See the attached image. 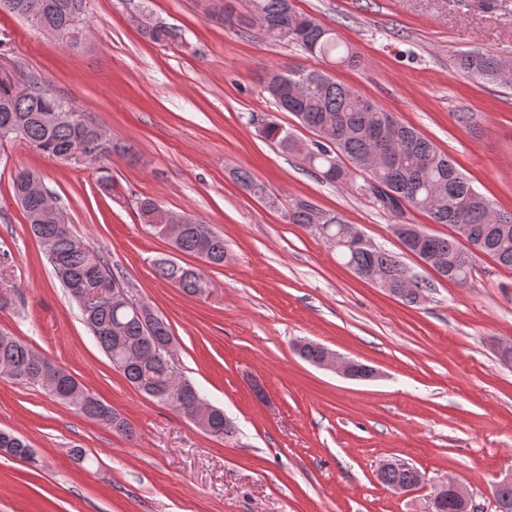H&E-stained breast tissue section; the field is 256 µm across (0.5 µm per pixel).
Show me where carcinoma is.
Here are the masks:
<instances>
[{"mask_svg": "<svg viewBox=\"0 0 512 512\" xmlns=\"http://www.w3.org/2000/svg\"><path fill=\"white\" fill-rule=\"evenodd\" d=\"M249 9L261 27L288 31V42L319 58L340 55L350 66L360 58L343 44L335 30L322 24L312 25L306 14L294 8L291 0H248ZM85 0H45L42 15L32 21L38 29L80 28ZM143 34L154 43L168 45L177 39L171 28L157 23ZM504 60L483 52H467L459 57L465 72L489 82L512 85L502 77ZM271 81L265 92L282 112L293 115L310 130L315 139L306 140L289 132L280 123L269 119L261 124L260 133L279 145L286 153L297 154L319 177L332 184L344 185L352 174H364L359 189L375 188L381 206L395 215H405L408 207L424 210L434 224H446L452 233L440 236L429 233L422 241L403 243L418 258L439 255L447 258L444 276L465 286L472 273L476 255L489 257L497 264L512 269V214L495 210L489 200L478 192L461 172L454 160L440 152L414 127L380 109L354 88L339 83L323 71L290 68L269 73ZM64 102L43 89L32 87L24 92L0 81V144L23 141L33 150L53 156L80 152L96 158H111L126 148L96 137L86 116L77 112L61 113L60 120L50 126L40 119L47 104ZM390 120L393 133L404 140L407 150L393 165L379 163L371 169L360 161L374 148L371 138L385 120ZM36 175L32 169L18 170L12 180L16 198L25 212L33 235L54 242L56 257L50 261L55 276L67 288L78 305L82 320L108 356L112 366L146 397L173 407L194 424L206 425L204 433L221 438L236 434L234 423L224 410L206 402L189 379L177 369L164 347L172 340L170 324L161 316L143 319L136 315L138 300L124 275L112 266L106 256L86 240L76 236L65 224L57 222L55 213L38 201L21 199L25 183ZM239 184L254 195L264 196L265 187L251 173L235 172ZM137 216L155 234L168 238L176 228L173 242L179 252L199 256L209 265L222 266L227 258L224 237L209 225L186 215H177L152 197L136 201ZM318 211L299 203L286 218L293 224L307 227L315 224ZM323 224L328 233L342 237L336 253L344 264L357 274L372 271L381 285L392 295L415 303L425 290V283L407 278L406 268L395 253L373 244H362L348 236L350 225L335 212L324 213ZM154 267L159 276L188 296H197L209 288L201 270L183 266L169 258H158ZM295 352L315 365L323 357L322 344L299 342ZM16 367L25 373L24 384L46 388L48 377L37 352L15 336L0 332V369ZM55 397L75 408L84 417L102 420L106 406L77 378L67 374L60 382ZM0 448L20 459L31 455L29 444L19 435L0 430ZM378 480L392 490H406L418 485L414 467L396 461L383 464ZM496 512H512V486L491 487Z\"/></svg>", "mask_w": 512, "mask_h": 512, "instance_id": "carcinoma-1", "label": "carcinoma"}]
</instances>
